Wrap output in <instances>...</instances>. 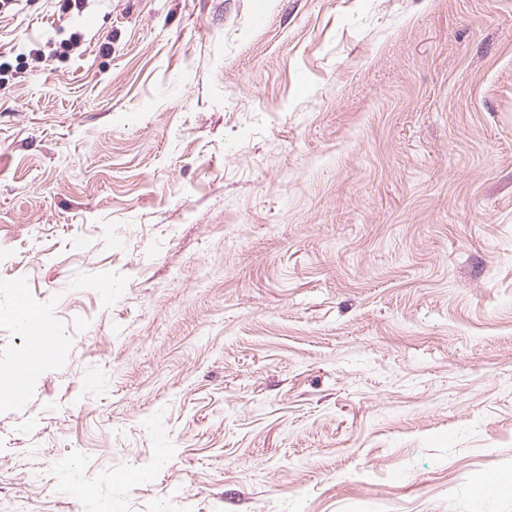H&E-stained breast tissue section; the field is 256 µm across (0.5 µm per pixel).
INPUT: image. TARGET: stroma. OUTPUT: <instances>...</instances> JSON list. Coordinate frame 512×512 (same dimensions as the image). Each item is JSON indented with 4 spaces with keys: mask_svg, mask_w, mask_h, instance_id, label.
Returning <instances> with one entry per match:
<instances>
[{
    "mask_svg": "<svg viewBox=\"0 0 512 512\" xmlns=\"http://www.w3.org/2000/svg\"><path fill=\"white\" fill-rule=\"evenodd\" d=\"M0 11V512H512V0ZM24 326L32 335L29 336V338L32 345V351L36 356L52 348L55 343V336H53L54 329L49 321L43 320L42 318L40 320L28 319L24 321Z\"/></svg>",
    "mask_w": 512,
    "mask_h": 512,
    "instance_id": "stroma-1",
    "label": "stroma"
}]
</instances>
